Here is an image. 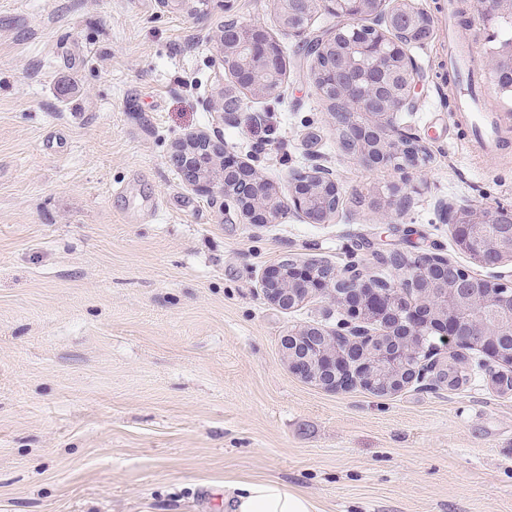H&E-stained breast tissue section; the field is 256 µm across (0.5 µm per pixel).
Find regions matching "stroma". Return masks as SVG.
<instances>
[{
    "instance_id": "stroma-1",
    "label": "stroma",
    "mask_w": 512,
    "mask_h": 512,
    "mask_svg": "<svg viewBox=\"0 0 512 512\" xmlns=\"http://www.w3.org/2000/svg\"><path fill=\"white\" fill-rule=\"evenodd\" d=\"M430 42L406 45L419 84L397 124L428 158L409 174L343 153L302 40L275 0H0V512H225L224 484L272 479L321 512H512V368L471 354L458 386L428 377L379 397L289 372L288 329L335 325L312 296L264 299L286 258L357 262L393 249L481 266L456 245L444 203L512 206V143L471 148L448 108V0H413ZM262 25L286 62L258 121L208 108L245 97L215 36ZM220 136L280 192L313 165L343 188L335 218L245 223L199 195L172 161ZM411 205L371 204L398 182Z\"/></svg>"
}]
</instances>
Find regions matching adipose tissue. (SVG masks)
<instances>
[{"mask_svg":"<svg viewBox=\"0 0 512 512\" xmlns=\"http://www.w3.org/2000/svg\"><path fill=\"white\" fill-rule=\"evenodd\" d=\"M224 503L228 512H320L314 499L276 480L225 484Z\"/></svg>","mask_w":512,"mask_h":512,"instance_id":"adipose-tissue-1","label":"adipose tissue"}]
</instances>
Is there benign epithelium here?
Returning a JSON list of instances; mask_svg holds the SVG:
<instances>
[{"label":"benign epithelium","instance_id":"7a95c632","mask_svg":"<svg viewBox=\"0 0 512 512\" xmlns=\"http://www.w3.org/2000/svg\"><path fill=\"white\" fill-rule=\"evenodd\" d=\"M341 19L340 27L312 38L316 50H336L340 29L354 26L356 50L373 60L383 81L368 88L348 81L333 67L321 75L322 85L340 100L341 110L330 116L339 133V148L367 169L392 166L402 173L421 164L420 138L396 124V116L411 104L416 81L413 59L402 50L383 51L357 27L365 16H381L391 27L396 16L409 9L408 0L383 12L384 0H277L281 30L301 36L295 20L313 14L317 6ZM482 15L512 17V0H485ZM224 69L240 88L254 97L277 95L284 58L259 25L226 23L216 36ZM492 71L512 67V40H503L490 52ZM223 117L254 121L244 101L232 97L216 108ZM224 143L195 137L179 144L175 163L199 192L220 193L230 199L248 224H277L292 213L309 224H328L338 209L342 188L336 175L320 166L292 175L290 202L261 172L248 163L223 164ZM410 203L406 183L389 188L375 204L383 213L398 214ZM456 245L481 265L497 268L512 261V208L500 204L443 205ZM397 280L377 278L357 263L341 269L319 259H286L267 267L261 279L264 298L282 310L299 306L317 292L350 318L334 327L303 326L288 330L280 348L288 369L321 388L336 392L360 387L377 396H391L428 373L443 378L445 366L434 359L430 335L444 337L451 353L467 361L477 351L497 363L512 366V284L499 278L474 276L448 259L427 253L411 255L394 250L382 255Z\"/></svg>","mask_w":512,"mask_h":512}]
</instances>
